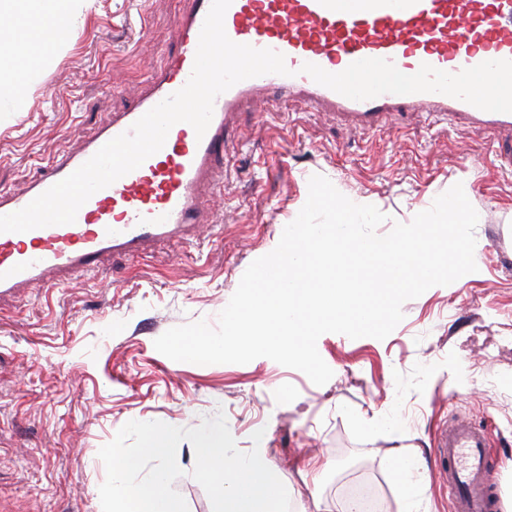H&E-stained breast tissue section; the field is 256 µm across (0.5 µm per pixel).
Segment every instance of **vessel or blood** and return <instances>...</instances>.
I'll use <instances>...</instances> for the list:
<instances>
[{
	"label": "vessel or blood",
	"mask_w": 512,
	"mask_h": 512,
	"mask_svg": "<svg viewBox=\"0 0 512 512\" xmlns=\"http://www.w3.org/2000/svg\"><path fill=\"white\" fill-rule=\"evenodd\" d=\"M211 4L189 0L176 20L177 44L165 68L147 77L145 94L127 111L114 113L94 138L50 164L26 192L1 189L0 215L24 208L181 89L191 75ZM224 28L234 42L282 53L289 75L250 78L219 95L204 137H197L189 124H175L160 151L93 194L74 223L0 233V295L48 274L67 281L109 254L138 257L161 243L196 238L204 192L223 188L230 120L261 94H301L369 128L422 109L512 134V113L484 111L429 92L352 100L301 71L303 64L313 63L338 73L353 62L379 58L407 75L424 64L457 73L488 60H512V0H354L350 7L344 0H232ZM490 447L488 429L471 422L460 420L440 430L436 460L448 482L453 512H491Z\"/></svg>",
	"instance_id": "vessel-or-blood-1"
}]
</instances>
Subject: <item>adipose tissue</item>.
Listing matches in <instances>:
<instances>
[{
    "instance_id": "1",
    "label": "adipose tissue",
    "mask_w": 512,
    "mask_h": 512,
    "mask_svg": "<svg viewBox=\"0 0 512 512\" xmlns=\"http://www.w3.org/2000/svg\"><path fill=\"white\" fill-rule=\"evenodd\" d=\"M92 0H0V97L22 99L41 74L48 54L67 35L29 27L31 18L61 21L74 27Z\"/></svg>"
}]
</instances>
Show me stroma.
I'll list each match as a JSON object with an SVG mask.
<instances>
[{
	"label": "stroma",
	"mask_w": 512,
	"mask_h": 512,
	"mask_svg": "<svg viewBox=\"0 0 512 512\" xmlns=\"http://www.w3.org/2000/svg\"><path fill=\"white\" fill-rule=\"evenodd\" d=\"M182 0H94L67 45L22 105L0 100V189L93 137L143 95L177 42ZM512 137L418 112L377 128L346 124L301 97H270L240 111L227 143L224 194L206 202L194 243L130 257L114 254L64 283L34 282L0 299V512H102L100 448L127 422L193 428L224 413L239 450L264 430L268 467L292 512H339L358 485L381 512H399L393 455H420V512H452L434 466L437 428L460 419L487 426L492 496L512 500ZM386 220L407 223L462 183L476 209V272L406 301L385 339L319 337L333 372L324 385L260 357L196 365L160 354L154 341L200 319L216 324L248 266L271 252L308 197L311 176ZM385 419L367 431L362 419ZM173 484L188 512H213L192 477V446ZM318 458L321 469L303 462Z\"/></svg>",
	"instance_id": "1"
}]
</instances>
